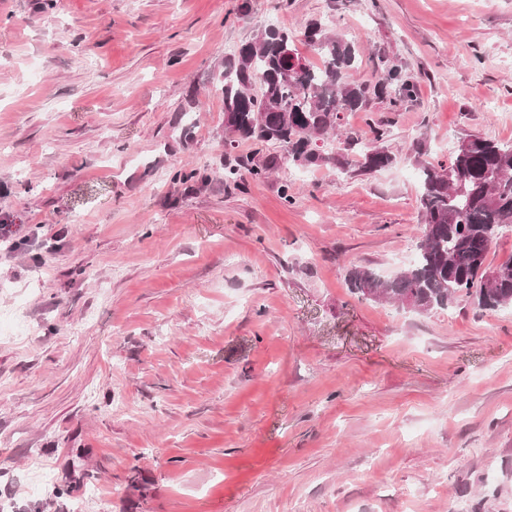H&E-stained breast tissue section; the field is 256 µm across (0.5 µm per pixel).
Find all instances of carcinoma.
I'll return each mask as SVG.
<instances>
[{"label": "carcinoma", "mask_w": 512, "mask_h": 512, "mask_svg": "<svg viewBox=\"0 0 512 512\" xmlns=\"http://www.w3.org/2000/svg\"><path fill=\"white\" fill-rule=\"evenodd\" d=\"M303 36L323 67L302 62L293 68L283 53L293 39L274 25L243 43L228 61L222 80L225 144L237 138L272 142L298 166H331L341 173L353 166L376 172L392 165L394 158L380 146L381 129L369 147L346 137V149L361 157L357 162L347 153L319 155L312 141L333 132L343 113L362 109L371 92L393 88L403 97L412 95L415 76L388 65L374 86L351 84L345 74L358 60L355 46L320 23L307 26ZM420 185L424 231L412 264L389 280L353 266L346 275L351 293L415 312L445 309L463 295L485 310L511 306L512 259L492 269L485 262L499 230L512 224V144L469 135L459 141L448 167L420 168Z\"/></svg>", "instance_id": "1"}]
</instances>
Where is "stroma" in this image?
I'll list each match as a JSON object with an SVG mask.
<instances>
[{
  "mask_svg": "<svg viewBox=\"0 0 512 512\" xmlns=\"http://www.w3.org/2000/svg\"><path fill=\"white\" fill-rule=\"evenodd\" d=\"M314 19L349 83L417 74L318 143L390 167L225 145L231 53L319 64ZM471 134L512 144V0H0V512H512V308L345 282L411 264ZM416 86L415 76L403 71L396 65H387L377 76L373 86L374 94H387L395 88L398 94L403 97L411 96Z\"/></svg>",
  "mask_w": 512,
  "mask_h": 512,
  "instance_id": "stroma-1",
  "label": "stroma"
}]
</instances>
